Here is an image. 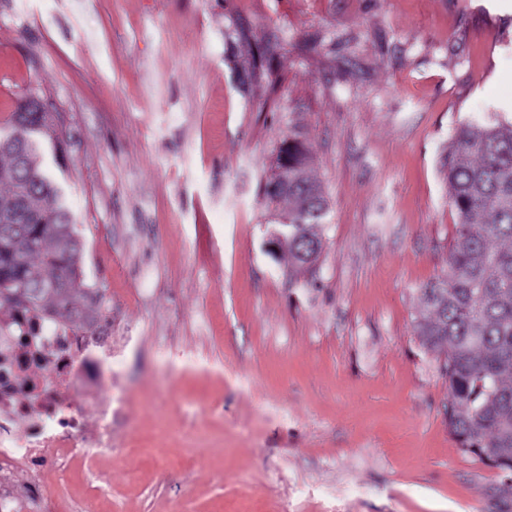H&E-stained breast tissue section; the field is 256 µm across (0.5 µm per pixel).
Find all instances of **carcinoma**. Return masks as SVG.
Segmentation results:
<instances>
[{"label":"carcinoma","mask_w":512,"mask_h":512,"mask_svg":"<svg viewBox=\"0 0 512 512\" xmlns=\"http://www.w3.org/2000/svg\"><path fill=\"white\" fill-rule=\"evenodd\" d=\"M265 51L250 73L251 85L275 82ZM31 132L12 127L0 147V211L23 193L33 195L40 222L14 231L0 224V310L63 317L82 328L84 317L106 318L100 291H78L83 246L51 181L39 168ZM288 182L317 185L309 176V150L290 136L276 151ZM458 222L448 268L422 290L429 316L415 331L429 347L447 346L448 429L458 447L504 472L512 471V123L459 127L442 163ZM263 198L276 223H293L297 199L272 176ZM287 208L279 209L280 204ZM328 204L309 214L300 238L321 240ZM62 279L64 288L39 284Z\"/></svg>","instance_id":"obj_1"}]
</instances>
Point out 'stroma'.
Returning a JSON list of instances; mask_svg holds the SVG:
<instances>
[{
  "mask_svg": "<svg viewBox=\"0 0 512 512\" xmlns=\"http://www.w3.org/2000/svg\"><path fill=\"white\" fill-rule=\"evenodd\" d=\"M32 92L129 340L111 456L48 480L65 512H512L415 332L455 238L442 158L512 121V0H0V135ZM295 133L328 201L308 268L261 195ZM276 80L275 71L272 67L265 51L259 50L258 61L254 64L250 73L251 85L254 87H263L264 84L272 85Z\"/></svg>",
  "mask_w": 512,
  "mask_h": 512,
  "instance_id": "obj_1",
  "label": "stroma"
}]
</instances>
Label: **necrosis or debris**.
I'll return each mask as SVG.
<instances>
[{
    "label": "necrosis or debris",
    "instance_id": "necrosis-or-debris-1",
    "mask_svg": "<svg viewBox=\"0 0 512 512\" xmlns=\"http://www.w3.org/2000/svg\"><path fill=\"white\" fill-rule=\"evenodd\" d=\"M121 350L111 334L78 330L69 323L0 317V512H54L44 479L63 470L75 449L112 450V405L101 391L112 386V360ZM94 415L95 435L85 419ZM56 456L44 461L42 451ZM32 471L24 495L10 479Z\"/></svg>",
    "mask_w": 512,
    "mask_h": 512
}]
</instances>
